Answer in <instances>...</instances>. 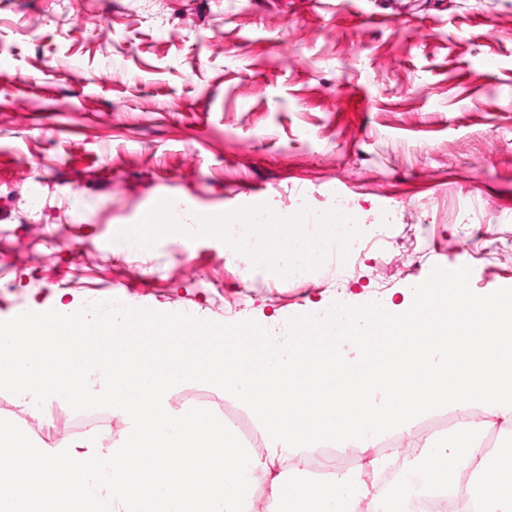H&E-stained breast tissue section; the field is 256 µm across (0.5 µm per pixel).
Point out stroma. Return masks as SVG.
I'll list each match as a JSON object with an SVG mask.
<instances>
[{"label":"stroma","mask_w":512,"mask_h":512,"mask_svg":"<svg viewBox=\"0 0 512 512\" xmlns=\"http://www.w3.org/2000/svg\"><path fill=\"white\" fill-rule=\"evenodd\" d=\"M252 193L284 221L340 194L388 216L392 263L306 293L254 267L235 321L397 302L439 264L512 288V0H0V320L60 292L224 322L223 239L113 246ZM155 223V224H153ZM186 222L177 220L171 213L155 214L146 216L140 225H136L128 233L129 240H138L139 242H149L150 244L158 237H181L184 232Z\"/></svg>","instance_id":"obj_1"}]
</instances>
